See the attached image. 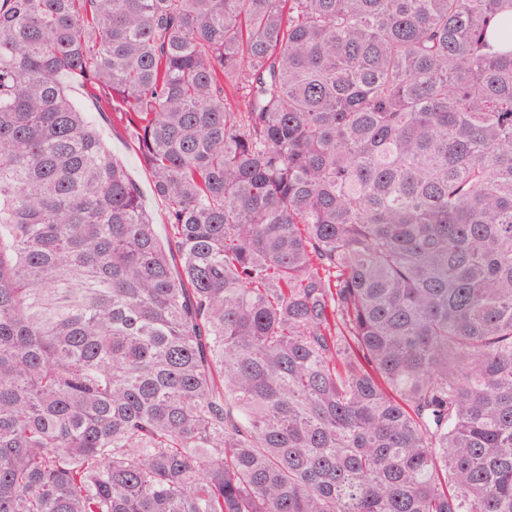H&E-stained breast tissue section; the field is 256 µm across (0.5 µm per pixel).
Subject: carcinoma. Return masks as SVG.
Wrapping results in <instances>:
<instances>
[{"label":"carcinoma","mask_w":512,"mask_h":512,"mask_svg":"<svg viewBox=\"0 0 512 512\" xmlns=\"http://www.w3.org/2000/svg\"><path fill=\"white\" fill-rule=\"evenodd\" d=\"M0 512H512V0H0ZM70 96L75 106L85 112L92 122L106 147L112 155L119 159L126 167L130 176L137 182L142 195L144 208L153 217L156 231L164 238L167 231L165 225V205L154 195L149 171L144 166L138 151L120 131L112 127V116L109 112H102L97 101L89 95L79 83H70Z\"/></svg>","instance_id":"1"}]
</instances>
